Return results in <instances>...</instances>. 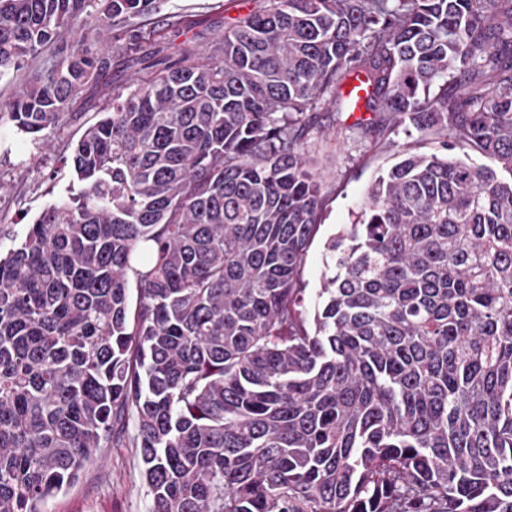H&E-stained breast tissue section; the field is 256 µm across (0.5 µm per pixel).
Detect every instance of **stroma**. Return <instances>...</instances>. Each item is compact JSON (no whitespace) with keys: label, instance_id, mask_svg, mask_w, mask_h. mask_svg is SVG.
<instances>
[{"label":"stroma","instance_id":"obj_1","mask_svg":"<svg viewBox=\"0 0 512 512\" xmlns=\"http://www.w3.org/2000/svg\"><path fill=\"white\" fill-rule=\"evenodd\" d=\"M265 2L161 0L153 20L161 22L163 15L171 12L191 15L193 27L166 32L165 42L175 51L198 48L225 23L261 9ZM17 88V83L0 82V249L4 251L24 239L29 224L45 206L67 194L73 183L69 162L72 150L85 128L99 118L110 95L104 87L83 92L44 146L32 136L17 132L4 110ZM373 119L370 112H338L332 108L317 114L310 155L323 178L325 202L322 225L305 258L306 305H313L320 286L326 239L349 223L379 169L394 162L405 149L429 152L434 148L411 127H395L377 141L365 138L362 128ZM149 506L138 456L134 449L115 446L102 449L99 461L86 467L74 486L51 499L45 512H148Z\"/></svg>","mask_w":512,"mask_h":512}]
</instances>
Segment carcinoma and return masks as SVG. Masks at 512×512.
I'll use <instances>...</instances> for the list:
<instances>
[{"label": "carcinoma", "instance_id": "1", "mask_svg": "<svg viewBox=\"0 0 512 512\" xmlns=\"http://www.w3.org/2000/svg\"><path fill=\"white\" fill-rule=\"evenodd\" d=\"M159 2L0 0L17 131L43 143L113 65L143 72L0 254V512L119 443L149 512H512V0H268L146 54ZM352 75L368 132L444 152L379 171L310 311L309 140Z\"/></svg>", "mask_w": 512, "mask_h": 512}]
</instances>
